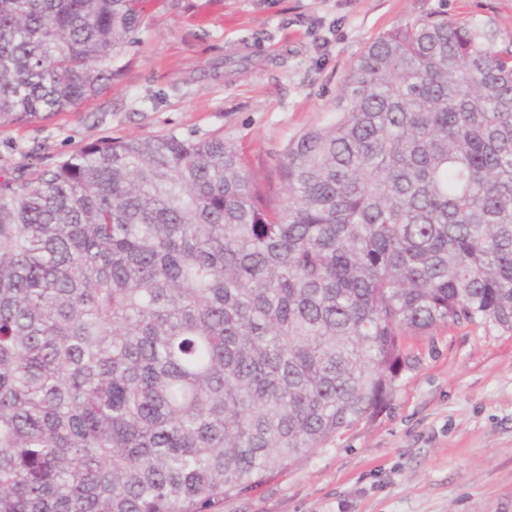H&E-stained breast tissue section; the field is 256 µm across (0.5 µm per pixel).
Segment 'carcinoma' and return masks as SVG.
<instances>
[{
	"instance_id": "obj_1",
	"label": "carcinoma",
	"mask_w": 512,
	"mask_h": 512,
	"mask_svg": "<svg viewBox=\"0 0 512 512\" xmlns=\"http://www.w3.org/2000/svg\"><path fill=\"white\" fill-rule=\"evenodd\" d=\"M152 0H0V129L121 76ZM253 172L220 136L0 167V512H211L386 407L404 337L512 331V40L373 41Z\"/></svg>"
}]
</instances>
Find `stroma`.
Wrapping results in <instances>:
<instances>
[{"mask_svg": "<svg viewBox=\"0 0 512 512\" xmlns=\"http://www.w3.org/2000/svg\"><path fill=\"white\" fill-rule=\"evenodd\" d=\"M444 13L512 39V0H153L111 89L0 130V165H54L105 138L223 137L251 170L329 122L342 81L385 32ZM390 404L212 512H512V332L406 337Z\"/></svg>", "mask_w": 512, "mask_h": 512, "instance_id": "stroma-1", "label": "stroma"}]
</instances>
